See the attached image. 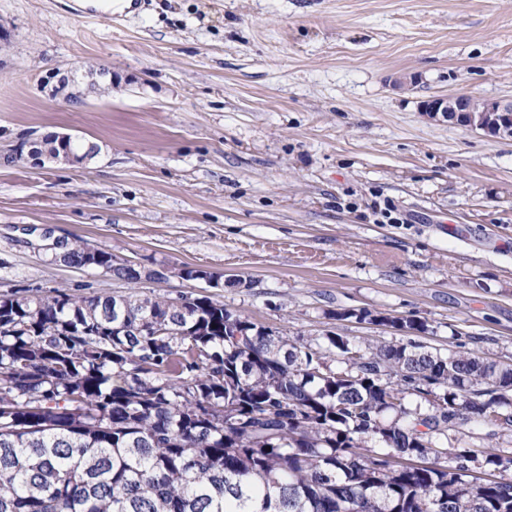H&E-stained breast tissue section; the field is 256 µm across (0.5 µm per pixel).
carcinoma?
<instances>
[{"label":"carcinoma","instance_id":"cac0c4a2","mask_svg":"<svg viewBox=\"0 0 512 512\" xmlns=\"http://www.w3.org/2000/svg\"><path fill=\"white\" fill-rule=\"evenodd\" d=\"M59 261L142 281L80 239ZM376 319L408 339L298 343L206 295L0 294V512H512L490 445L512 436V364Z\"/></svg>","mask_w":512,"mask_h":512}]
</instances>
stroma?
<instances>
[{"label":"stroma","mask_w":512,"mask_h":512,"mask_svg":"<svg viewBox=\"0 0 512 512\" xmlns=\"http://www.w3.org/2000/svg\"><path fill=\"white\" fill-rule=\"evenodd\" d=\"M80 66L111 95L49 98ZM451 94L512 101V0H0V294L133 292L26 244L48 227L168 268L160 295L227 276L216 299L299 342L400 340L367 311L512 362V137L421 112ZM58 132L99 154L2 162Z\"/></svg>","instance_id":"obj_1"}]
</instances>
